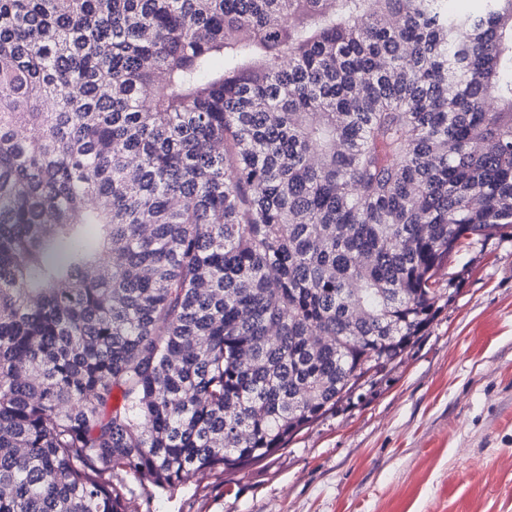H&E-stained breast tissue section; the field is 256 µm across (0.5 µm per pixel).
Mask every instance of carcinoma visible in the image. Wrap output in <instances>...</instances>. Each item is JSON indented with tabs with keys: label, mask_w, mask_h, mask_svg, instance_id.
Returning a JSON list of instances; mask_svg holds the SVG:
<instances>
[{
	"label": "carcinoma",
	"mask_w": 512,
	"mask_h": 512,
	"mask_svg": "<svg viewBox=\"0 0 512 512\" xmlns=\"http://www.w3.org/2000/svg\"><path fill=\"white\" fill-rule=\"evenodd\" d=\"M479 2L0 0V512L263 460L425 333L512 225Z\"/></svg>",
	"instance_id": "carcinoma-1"
}]
</instances>
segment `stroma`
<instances>
[{
  "label": "stroma",
  "mask_w": 512,
  "mask_h": 512,
  "mask_svg": "<svg viewBox=\"0 0 512 512\" xmlns=\"http://www.w3.org/2000/svg\"><path fill=\"white\" fill-rule=\"evenodd\" d=\"M424 336L268 458L129 512H512V228L464 243Z\"/></svg>",
  "instance_id": "obj_1"
}]
</instances>
